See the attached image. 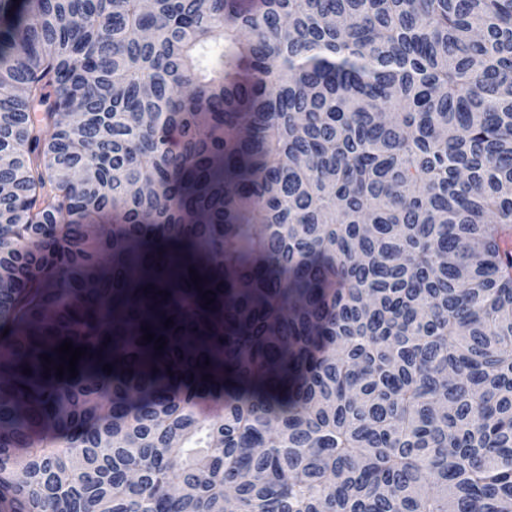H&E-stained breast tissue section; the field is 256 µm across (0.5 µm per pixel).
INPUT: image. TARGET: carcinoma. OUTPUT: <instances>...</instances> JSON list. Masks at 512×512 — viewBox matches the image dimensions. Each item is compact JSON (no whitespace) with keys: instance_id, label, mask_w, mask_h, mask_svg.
Instances as JSON below:
<instances>
[{"instance_id":"1","label":"carcinoma","mask_w":512,"mask_h":512,"mask_svg":"<svg viewBox=\"0 0 512 512\" xmlns=\"http://www.w3.org/2000/svg\"><path fill=\"white\" fill-rule=\"evenodd\" d=\"M0 186V512H512V0H0Z\"/></svg>"}]
</instances>
